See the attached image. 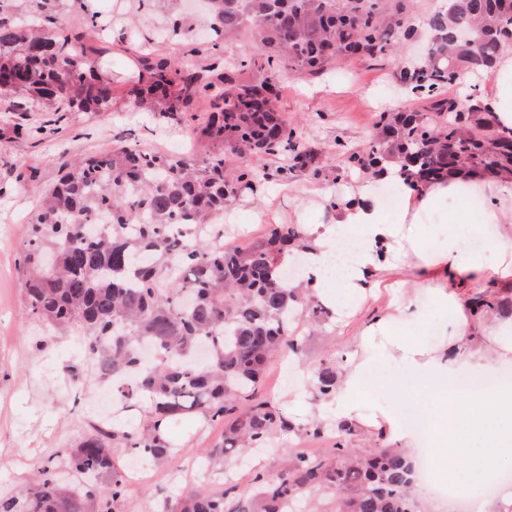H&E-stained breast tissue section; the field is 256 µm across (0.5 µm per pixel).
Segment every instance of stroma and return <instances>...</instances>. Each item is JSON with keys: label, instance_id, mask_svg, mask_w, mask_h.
<instances>
[{"label": "stroma", "instance_id": "obj_1", "mask_svg": "<svg viewBox=\"0 0 512 512\" xmlns=\"http://www.w3.org/2000/svg\"><path fill=\"white\" fill-rule=\"evenodd\" d=\"M91 9L101 13L102 29L96 33L86 19ZM163 22L160 14L140 6L138 0H88L87 7H74L56 27V35L81 33L85 44L100 48V73L112 86L109 111L50 112L36 106L28 112H10L7 99L0 98L1 494L29 483L41 463L57 448L76 443L89 422L128 417L112 397L111 383L100 381L82 360L79 336L59 330L45 347H37L40 325L24 315L20 260L39 195L56 183L64 162L119 145L168 155L204 152L205 141L192 140L181 121L137 108L129 94L138 80L132 65L136 49L184 60L193 71L214 62L210 55H188L179 41L155 42ZM399 66L396 60L373 65L352 58L320 78L293 74L276 84L272 99L300 139L315 150L320 173L296 171L282 178L275 171L285 165L284 156H250L249 164L268 173L269 179L257 193H244L225 206L221 221L225 247L245 245L271 224L334 222L329 200L351 198L365 182L348 170L345 149L364 148L376 133L379 113L408 112L416 106L398 84ZM390 278L426 307L422 319L394 323L393 334L409 342L424 341L426 328L442 322L441 312L431 294L415 286L412 271L399 268ZM389 304L387 289L376 288L353 307L350 318H334L318 326L306 338L296 383L284 384L283 360L271 359L256 393L292 418L293 431L275 433L267 447L252 452L247 464L234 468L226 478L196 468L197 461L221 442L223 425L200 415L175 422L169 429L170 456L153 464L149 478L130 479L115 512H160L165 501L197 486L228 491L234 501L249 486L253 472L276 475L295 452L318 457L337 441L357 452L374 446L381 436L377 428L355 420L341 422L335 401L316 398L305 381L320 367H334L338 376H345L350 359L369 344L370 325L388 314ZM396 378L404 380V387L387 391V384ZM360 402L367 416L395 411L401 404L423 412L438 409L409 380L402 363L385 359L371 365ZM314 420L323 429L322 438L306 431Z\"/></svg>", "mask_w": 512, "mask_h": 512}]
</instances>
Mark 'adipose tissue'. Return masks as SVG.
Listing matches in <instances>:
<instances>
[{
  "label": "adipose tissue",
  "mask_w": 512,
  "mask_h": 512,
  "mask_svg": "<svg viewBox=\"0 0 512 512\" xmlns=\"http://www.w3.org/2000/svg\"><path fill=\"white\" fill-rule=\"evenodd\" d=\"M399 193L402 206L398 219L393 220L385 203L368 186H361L357 201L339 209L334 223L305 225L310 246L300 258L313 276L314 292H327L332 305L364 300L401 265L413 271L417 287L430 290L436 302L450 312L451 346L431 349L395 340L388 355L399 359L444 405V417L426 420L436 448L434 468L448 472L457 484L472 487L489 476L470 446L474 439L492 442L491 456L500 464L512 465V448L507 445L512 439V385H502L493 395L456 388V362L461 355H469V372L487 376L499 363L512 361V321H477L460 291L490 280L512 288V180L487 182L477 174L459 173L422 194L404 187ZM445 199L454 201L456 208L449 213V227L436 245L408 240L406 225ZM469 215L475 219L473 231L484 236L486 248L496 254L495 264L485 266L461 257L458 226ZM350 238L358 242L352 263L345 274L329 281L324 275L326 262ZM479 334L488 338V349L472 350L471 340Z\"/></svg>",
  "instance_id": "ef3b65f1"
}]
</instances>
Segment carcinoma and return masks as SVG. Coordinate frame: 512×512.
Listing matches in <instances>:
<instances>
[{"label":"carcinoma","instance_id":"cac0c4a2","mask_svg":"<svg viewBox=\"0 0 512 512\" xmlns=\"http://www.w3.org/2000/svg\"><path fill=\"white\" fill-rule=\"evenodd\" d=\"M175 2L149 0V8L168 12L167 37L183 40L188 53H211L233 37L253 49L224 61L209 81L175 59L141 54L139 104L153 109L164 101L167 112L190 116L191 133L207 140L208 150L170 158L120 147L68 164L32 218L22 263L25 313L50 331L77 332L122 408L145 402L147 419L90 425L77 444L50 455L28 486L0 497V512H114L128 482L112 448L161 461L171 453L169 422L190 414L224 424L211 463L236 462L273 433L294 429L271 402L255 400L254 390L276 353L301 352L300 320L332 316L311 288L284 278L283 256L307 248L303 231L271 224L260 239L226 250L213 223L224 205L269 178L234 165L246 153L286 156L285 173L312 162V148L296 140L272 99L255 100L283 63L315 77L343 59L396 57L420 23L429 34L427 55L404 64L400 80L426 105L381 113L380 133L346 156L349 169L376 176L393 165L416 193L454 171L512 174V128L500 126L477 97L463 111L447 95L462 74L492 72L512 47V0H444L420 22L415 0H209L211 36L203 44ZM75 4L82 0H0L1 96L27 109H110L112 90L99 80L81 36L39 32ZM248 68L260 83L239 80ZM200 103L208 112L202 122L192 114ZM473 302L512 312V303L482 293ZM310 385L326 399L336 396L330 368ZM62 462L81 477L78 484L60 482ZM415 484L405 450L381 446L355 455L338 441L322 458L297 453L278 475H255L232 505L225 492L197 487L161 512H286L288 502H309L314 492L336 497L334 512H416Z\"/></svg>","mask_w":512,"mask_h":512}]
</instances>
